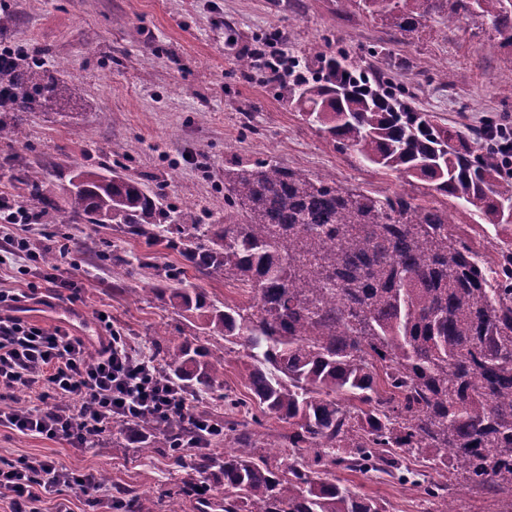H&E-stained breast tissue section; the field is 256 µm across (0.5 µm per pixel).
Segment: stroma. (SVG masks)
I'll use <instances>...</instances> for the list:
<instances>
[{"label": "stroma", "instance_id": "1", "mask_svg": "<svg viewBox=\"0 0 512 512\" xmlns=\"http://www.w3.org/2000/svg\"><path fill=\"white\" fill-rule=\"evenodd\" d=\"M16 15L10 35L45 69L65 65L68 93L58 112L23 114L26 139L0 144V197L27 207L40 232L37 252H56L58 267L74 289L49 287L37 262L7 259L0 288L31 296L19 314L45 327L65 325L78 336L104 335L109 315L142 355L155 333L171 343L198 336L195 323L154 295L166 269L180 265L176 251L125 237L111 225L78 221L67 235L55 230L68 209L67 188L78 166H116L169 203L193 204L201 223L216 224L213 204L224 193V170L274 160L312 175L372 192L404 189L397 173L359 166L288 104L275 83L255 69L236 66L254 49L277 38L289 55L323 44L343 49L352 67L391 73L414 97L416 111L462 131L481 126L486 115L512 119V99L502 86L512 78V51L488 50V33L465 21H429L413 44L394 45L389 57L371 55L392 43L394 33L366 12L342 10L338 0H0ZM452 83L444 85L440 75ZM40 163L56 184L54 206L41 213L27 202L11 171ZM94 239L106 261L94 263L81 250ZM122 264H114L113 256ZM0 458L47 459L83 474H104L97 492L67 490L73 512H100L117 490L156 501L173 477L185 475L163 452L143 454L136 441L112 450L111 436L86 449L0 430ZM337 479L360 495L382 501L388 512H435L422 488L376 472L337 470Z\"/></svg>", "mask_w": 512, "mask_h": 512}]
</instances>
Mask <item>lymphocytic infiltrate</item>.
<instances>
[{
  "mask_svg": "<svg viewBox=\"0 0 512 512\" xmlns=\"http://www.w3.org/2000/svg\"><path fill=\"white\" fill-rule=\"evenodd\" d=\"M32 223L20 205L0 203V244L16 258L33 257ZM23 295L0 290V400L22 391L25 402L0 407V427L85 448L113 423L133 427L141 416L186 417L189 398L175 391L151 360L116 332L89 347L62 326L19 316ZM95 361H88V351ZM95 489L93 474H77L46 459L0 463V501L10 512H42L47 496L65 488Z\"/></svg>",
  "mask_w": 512,
  "mask_h": 512,
  "instance_id": "1",
  "label": "lymphocytic infiltrate"
}]
</instances>
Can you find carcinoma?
I'll list each match as a JSON object with an SVG mask.
<instances>
[{
  "mask_svg": "<svg viewBox=\"0 0 512 512\" xmlns=\"http://www.w3.org/2000/svg\"><path fill=\"white\" fill-rule=\"evenodd\" d=\"M367 10L410 45L429 19L460 16L488 26L492 47L512 49V0H339ZM283 97L361 166L450 197L455 211L422 205L405 191L372 193L327 175L263 160L224 170L222 224H200L193 206L171 207L121 172L79 168L69 180L68 221L112 224L149 246L178 252L177 286L160 295L224 339L219 355L188 340L157 337L154 355L178 391L215 395L224 361L240 360L255 407L288 424L281 443L260 420L224 417L205 436L183 420L142 417L143 449L180 452L200 443L198 473L162 491L168 512L198 502L206 512H387L336 479L338 467L392 473L408 456L431 454L425 493L450 509L448 483L465 482L512 501V176L503 155L416 112L406 89L387 96L325 45ZM64 81L17 47L0 52V109L56 112ZM0 120V143L21 144ZM16 180L28 199L53 206L54 182L39 166ZM476 213L495 237L471 240L456 216ZM247 289L245 302L215 301L183 287L186 269ZM224 442L228 450L210 452ZM224 487L217 498L212 487Z\"/></svg>",
  "mask_w": 512,
  "mask_h": 512,
  "instance_id": "carcinoma-1",
  "label": "carcinoma"
}]
</instances>
